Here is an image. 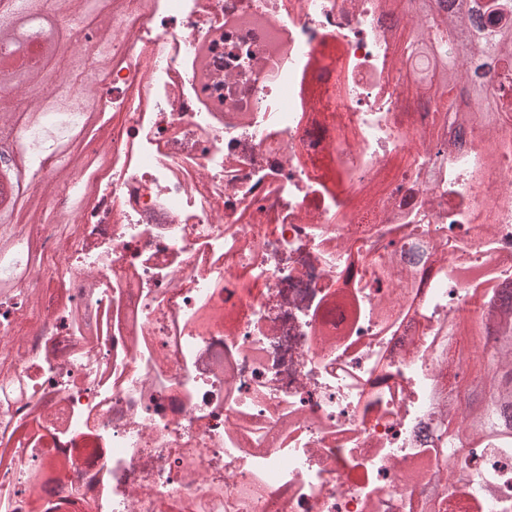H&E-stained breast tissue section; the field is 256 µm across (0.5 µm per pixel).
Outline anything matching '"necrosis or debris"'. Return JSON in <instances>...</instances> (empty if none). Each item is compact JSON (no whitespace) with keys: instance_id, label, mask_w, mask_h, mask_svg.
Instances as JSON below:
<instances>
[{"instance_id":"necrosis-or-debris-1","label":"necrosis or debris","mask_w":512,"mask_h":512,"mask_svg":"<svg viewBox=\"0 0 512 512\" xmlns=\"http://www.w3.org/2000/svg\"><path fill=\"white\" fill-rule=\"evenodd\" d=\"M98 85L112 162L55 274L0 300V512H425L421 437L512 286V113L447 128L390 0H137ZM29 330L17 328L30 306ZM463 351V352H464ZM512 512V450L469 456Z\"/></svg>"}]
</instances>
